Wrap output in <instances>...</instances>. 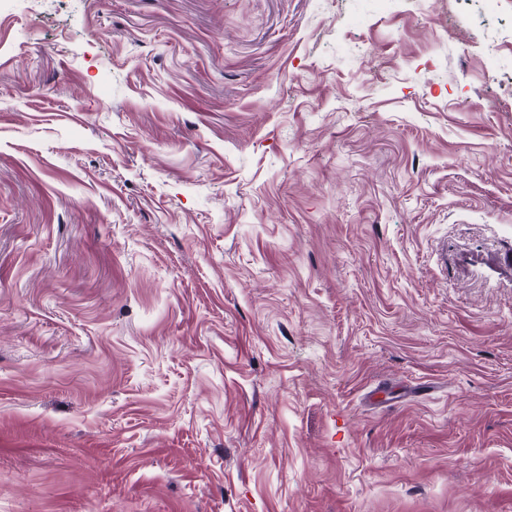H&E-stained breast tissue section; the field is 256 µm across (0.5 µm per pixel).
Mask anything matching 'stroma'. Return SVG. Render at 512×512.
Here are the masks:
<instances>
[{
    "label": "stroma",
    "instance_id": "obj_1",
    "mask_svg": "<svg viewBox=\"0 0 512 512\" xmlns=\"http://www.w3.org/2000/svg\"><path fill=\"white\" fill-rule=\"evenodd\" d=\"M0 512H512V0H0Z\"/></svg>",
    "mask_w": 512,
    "mask_h": 512
}]
</instances>
